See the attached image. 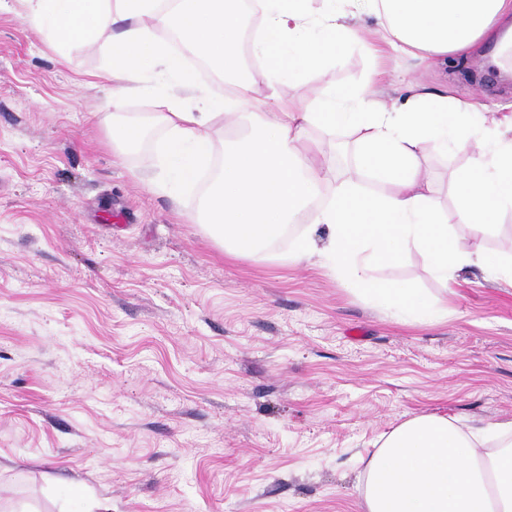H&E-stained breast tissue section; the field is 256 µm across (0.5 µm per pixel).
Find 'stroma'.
<instances>
[{"instance_id": "35a3bbf8", "label": "stroma", "mask_w": 512, "mask_h": 512, "mask_svg": "<svg viewBox=\"0 0 512 512\" xmlns=\"http://www.w3.org/2000/svg\"><path fill=\"white\" fill-rule=\"evenodd\" d=\"M0 0V512H361L356 456L414 413L512 419V286L481 268L409 279L446 318L405 323L314 265L234 259L195 197L155 192L153 143L112 148L96 49L61 62ZM496 44L426 65L382 61L378 100L411 83L512 113L488 87ZM361 46L283 82L297 108L361 85ZM466 154L422 175L456 228Z\"/></svg>"}]
</instances>
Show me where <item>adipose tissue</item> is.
<instances>
[{"mask_svg":"<svg viewBox=\"0 0 512 512\" xmlns=\"http://www.w3.org/2000/svg\"><path fill=\"white\" fill-rule=\"evenodd\" d=\"M259 24L251 51L259 66L238 78L242 0H25V21L48 45L100 44L98 77L111 85L104 103L112 144L133 149L157 141L159 172L151 186L190 192L213 157L221 162L198 191L187 223L235 258L325 267L350 294L393 317L435 322L447 315L437 297L407 281L376 286L371 273L417 253L440 280L478 266L512 283V257L496 260L464 249L450 232L421 178L427 146H454L468 167L451 184L458 222L487 233L512 212V113L493 127L477 104L445 92L415 93L386 107L368 87L332 94L297 110L282 82L331 62L339 48L360 42L357 21L375 16L386 47L432 62L461 53L512 19V0H257ZM176 31L191 51L223 72V97L201 87L196 72L163 38ZM149 73L174 77L161 112L131 113L127 100ZM226 137L215 143L216 125ZM363 133L356 167L388 184L368 193L353 180L329 187L303 142L308 132L332 140L337 130ZM311 221L291 235L303 213ZM362 512H512V420L482 426L445 415L416 413L382 435L359 459Z\"/></svg>","mask_w":512,"mask_h":512,"instance_id":"1","label":"adipose tissue"}]
</instances>
